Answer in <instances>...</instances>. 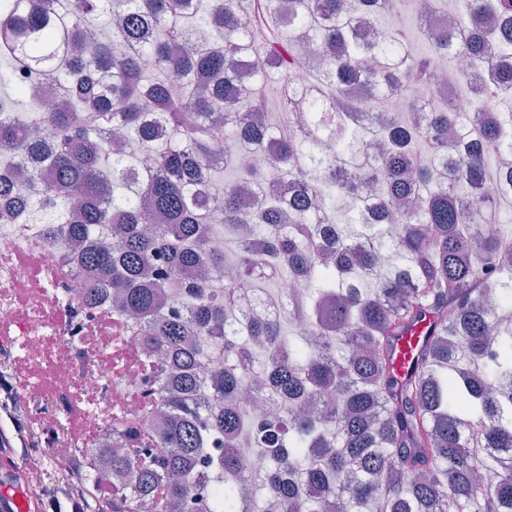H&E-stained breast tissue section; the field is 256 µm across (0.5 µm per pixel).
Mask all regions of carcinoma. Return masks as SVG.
<instances>
[{
  "instance_id": "cac0c4a2",
  "label": "carcinoma",
  "mask_w": 512,
  "mask_h": 512,
  "mask_svg": "<svg viewBox=\"0 0 512 512\" xmlns=\"http://www.w3.org/2000/svg\"><path fill=\"white\" fill-rule=\"evenodd\" d=\"M396 6L294 0L259 41L254 0H0V223L48 225L61 261L88 275V298L102 287L112 313L135 320L167 417L159 437L116 418L112 446L84 455L88 481L114 479L92 512H181L197 480L213 512H512V236L499 230L512 201L484 193L487 155L512 153V113L477 124L433 103L399 124L335 100L349 78L377 107L407 97L450 47L492 69L512 51V0H464L425 55L394 27L380 48L359 41L364 16ZM101 17L112 37L87 40ZM198 27L211 39L193 46ZM298 32L343 47L305 85L285 78L302 64ZM257 51L281 74L246 70ZM24 76L62 88L53 108ZM270 86L284 108L273 132L258 125ZM497 97H512V72L474 85V107ZM268 137L279 152L258 171L214 153H257ZM217 212L235 256L220 290L206 274L226 265L207 247ZM286 280L297 294L261 289ZM176 295L184 316L165 310ZM253 296L288 305L311 333L243 309ZM427 316L399 377L396 339ZM215 348L224 368L204 375ZM258 371L288 407L247 443L272 473L246 492L239 397ZM213 435L224 456L205 475Z\"/></svg>"
}]
</instances>
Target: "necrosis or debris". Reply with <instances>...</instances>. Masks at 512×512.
<instances>
[{"label":"necrosis or debris","instance_id":"4bbe7bcc","mask_svg":"<svg viewBox=\"0 0 512 512\" xmlns=\"http://www.w3.org/2000/svg\"><path fill=\"white\" fill-rule=\"evenodd\" d=\"M435 65L438 76L423 99L393 100L383 115L421 112L432 101L468 110L471 88L460 83V73L471 74L473 82L489 77L466 59L451 63L439 57ZM51 250L46 227L0 226V347L34 363L39 373L23 388L29 418L44 424L42 440L29 450L26 466L49 462L64 469L76 457L67 443L73 419H80L100 446L109 440L115 415H122L132 428L158 423L159 417L145 408L147 393L155 387L151 375L134 377L122 366L124 359L141 354L137 327L129 323L107 343L90 342L85 330L102 309L82 303L66 268L45 266Z\"/></svg>","mask_w":512,"mask_h":512}]
</instances>
